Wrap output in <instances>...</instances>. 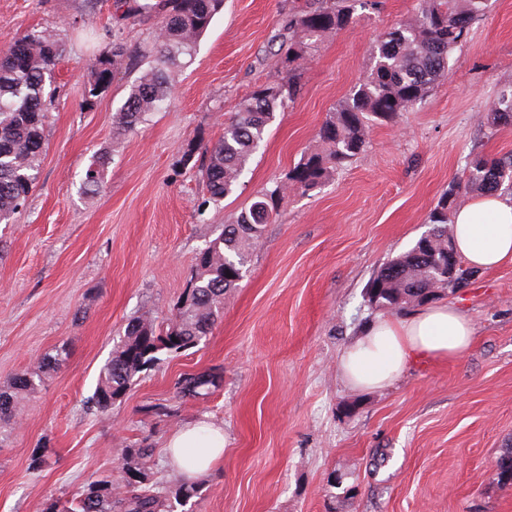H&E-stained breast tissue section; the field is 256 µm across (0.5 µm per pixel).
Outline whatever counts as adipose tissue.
<instances>
[{
    "mask_svg": "<svg viewBox=\"0 0 512 512\" xmlns=\"http://www.w3.org/2000/svg\"><path fill=\"white\" fill-rule=\"evenodd\" d=\"M456 249L468 266L488 271L512 263V198L483 195L452 215ZM474 328L454 306L429 304L402 318L381 317L344 351L341 372L353 388L381 389L397 380L415 358L448 360L471 346ZM224 429L206 420L181 428L169 439L173 461L192 453L194 480L210 473L224 455Z\"/></svg>",
    "mask_w": 512,
    "mask_h": 512,
    "instance_id": "ef3b65f1",
    "label": "adipose tissue"
}]
</instances>
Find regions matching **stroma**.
<instances>
[{
	"label": "stroma",
	"instance_id": "obj_1",
	"mask_svg": "<svg viewBox=\"0 0 512 512\" xmlns=\"http://www.w3.org/2000/svg\"><path fill=\"white\" fill-rule=\"evenodd\" d=\"M134 0H0V48L35 32L65 51L45 94V148L26 206L0 224V385L66 347L43 385L0 422V512H45L87 482L121 483L128 448L150 446L147 480L166 498L184 484L169 436L206 417L224 458L174 512H512L495 462L512 448V265L476 273L447 298L475 336L455 359L417 360L382 390L358 391L340 357L373 321L372 274L429 229L430 210L476 153L512 152V126L489 128L512 84V0H491L446 75L413 109L374 125L369 145L320 189L286 191L224 315L198 346L161 354L109 412L91 401L128 320L173 319L196 253L263 190L318 149L328 114L361 82L379 35L418 0H355L354 20L308 48L297 99L278 112L235 191L206 203L202 146L239 102L285 76L288 0H224L170 95L146 124L112 136V116L155 61L156 17ZM93 16L97 33L82 29ZM128 51L109 89L83 103L102 34ZM192 157H184L188 145ZM108 153L96 192L82 178ZM186 374H216L183 397ZM44 460L32 468L33 457Z\"/></svg>",
	"mask_w": 512,
	"mask_h": 512
}]
</instances>
